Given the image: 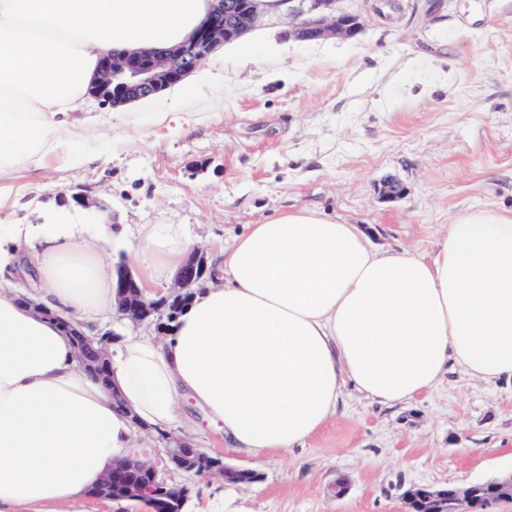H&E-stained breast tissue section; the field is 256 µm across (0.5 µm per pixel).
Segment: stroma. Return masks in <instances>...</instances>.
Returning a JSON list of instances; mask_svg holds the SVG:
<instances>
[{"label":"stroma","instance_id":"35a3bbf8","mask_svg":"<svg viewBox=\"0 0 512 512\" xmlns=\"http://www.w3.org/2000/svg\"><path fill=\"white\" fill-rule=\"evenodd\" d=\"M352 40L289 38L284 12L208 56L175 89L125 105V123L59 148L0 195V224H177L207 268L247 225L308 206L363 226L381 250L433 253L453 216L512 208V0H337ZM183 112L182 125L161 123ZM403 188L387 200L382 183ZM82 194L88 207L62 196ZM196 445L256 481L171 469L155 430L144 456L188 485L186 512H404L414 485L512 471V380L449 370L393 405L352 385L326 425L287 452L227 448L192 403ZM347 479L343 497L329 487Z\"/></svg>","mask_w":512,"mask_h":512}]
</instances>
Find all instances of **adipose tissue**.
Listing matches in <instances>:
<instances>
[{
	"label": "adipose tissue",
	"instance_id": "ef3b65f1",
	"mask_svg": "<svg viewBox=\"0 0 512 512\" xmlns=\"http://www.w3.org/2000/svg\"><path fill=\"white\" fill-rule=\"evenodd\" d=\"M211 0H0V180L42 165L102 116L84 91L107 50L185 41ZM130 241L140 283L163 287L191 243L177 224H0V512H86L142 429L193 427L192 401L232 449L304 445L343 384L408 402L449 366L512 377V209L457 213L428 257L373 248L359 225L288 207L236 235L165 346L127 336L102 384L76 333L113 309L97 244ZM120 400H113V393Z\"/></svg>",
	"mask_w": 512,
	"mask_h": 512
}]
</instances>
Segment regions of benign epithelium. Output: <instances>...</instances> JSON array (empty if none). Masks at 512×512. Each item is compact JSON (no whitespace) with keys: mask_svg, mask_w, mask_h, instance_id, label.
<instances>
[{"mask_svg":"<svg viewBox=\"0 0 512 512\" xmlns=\"http://www.w3.org/2000/svg\"><path fill=\"white\" fill-rule=\"evenodd\" d=\"M215 9L196 27L186 41L165 49H140L105 52L99 61L95 80L88 95L117 107L128 102L149 99L184 81L200 63L224 43L234 42L257 27L265 0H217ZM288 4V36L298 41L329 38L353 39L362 33L360 16L336 9L337 0H281ZM204 262L192 253L176 273L164 294L148 298L136 277L119 264L115 268V305L120 319L136 326L186 298L188 290L202 278ZM76 357L96 379L107 381V350L111 338L100 340L78 334ZM165 452L176 469L200 476L219 475L228 483H246L256 475L246 469L225 465L198 448H193L166 433ZM131 473L138 481L121 491L113 485V475ZM189 489L168 484L158 478L155 467L139 457L127 458L114 466L96 489L99 498L124 497L145 503L163 498L182 510ZM404 498L411 512H487L494 503L512 501V472L473 482L464 487L415 485Z\"/></svg>","mask_w":512,"mask_h":512,"instance_id":"7a95c632","label":"benign epithelium"}]
</instances>
